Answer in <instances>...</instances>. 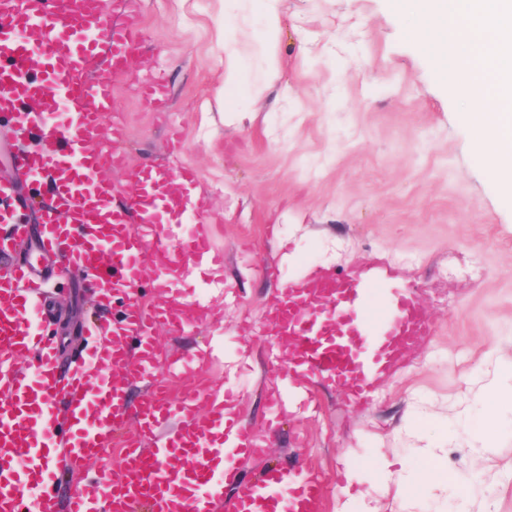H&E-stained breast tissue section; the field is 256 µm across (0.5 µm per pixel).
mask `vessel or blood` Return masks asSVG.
Wrapping results in <instances>:
<instances>
[{
	"instance_id": "obj_1",
	"label": "vessel or blood",
	"mask_w": 512,
	"mask_h": 512,
	"mask_svg": "<svg viewBox=\"0 0 512 512\" xmlns=\"http://www.w3.org/2000/svg\"><path fill=\"white\" fill-rule=\"evenodd\" d=\"M139 42L138 28L112 25L102 0H0V112L36 142L17 159L24 178L51 184L33 230L15 216V186L0 183V512H63L61 470L79 481L64 512H321L323 481L302 459L240 478L239 462L263 448L205 387L210 354H165L156 342L157 327L178 332L209 312L171 288L182 259L214 245L193 169L177 174L176 192L164 169H144L126 200L103 175L118 159L102 145L112 78L131 72ZM172 224L191 230L176 239ZM27 240L37 259L15 260L12 245ZM147 268L166 295L157 304L141 288ZM63 270L80 273L102 308L118 296L123 307L87 324L97 343L61 377L40 325L52 317L41 288ZM380 286L360 270L288 281L274 324L293 345L289 364L369 400L427 330L415 300L376 301ZM135 381L146 393L132 403ZM115 447L118 474L88 468Z\"/></svg>"
}]
</instances>
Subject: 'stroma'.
I'll list each match as a JSON object with an SVG mask.
<instances>
[{
	"label": "stroma",
	"mask_w": 512,
	"mask_h": 512,
	"mask_svg": "<svg viewBox=\"0 0 512 512\" xmlns=\"http://www.w3.org/2000/svg\"><path fill=\"white\" fill-rule=\"evenodd\" d=\"M279 34L265 38L260 0H106L114 25L143 43L132 76L114 79L106 123L124 129V167L108 177L128 196L139 171L162 164L197 174L220 265L190 257L176 280L184 300L206 298L210 319L162 328V350L211 347L214 391L235 389L239 414L269 459L305 458L327 481L336 512L344 471L392 472L386 494L356 490L379 512H512V402L485 387L512 362V197L474 147L453 85L435 67L408 0H279ZM240 77L224 86L228 58ZM162 80L167 98L141 100ZM384 265L425 311L430 328L371 401L272 363L270 308L282 284L308 271ZM58 320L44 327L65 366L83 337L60 336L97 308L76 276L49 281ZM316 396L290 399L287 382ZM433 456L449 488L404 494L395 474Z\"/></svg>",
	"instance_id": "obj_1"
}]
</instances>
